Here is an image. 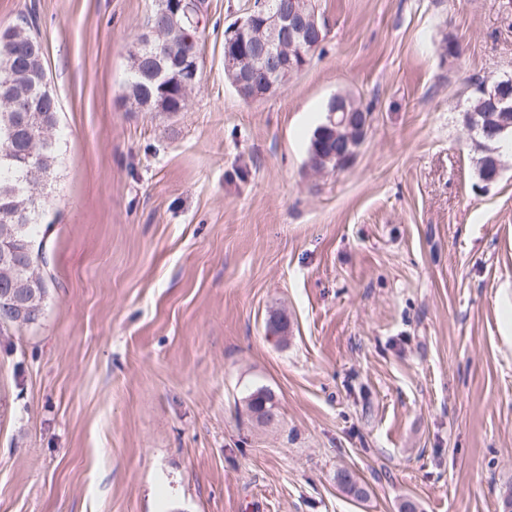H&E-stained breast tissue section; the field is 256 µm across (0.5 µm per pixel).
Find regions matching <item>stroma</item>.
Instances as JSON below:
<instances>
[{
    "label": "stroma",
    "instance_id": "stroma-1",
    "mask_svg": "<svg viewBox=\"0 0 512 512\" xmlns=\"http://www.w3.org/2000/svg\"><path fill=\"white\" fill-rule=\"evenodd\" d=\"M249 4L206 0L187 108L144 112L157 0H0L36 11L61 107L44 312L0 333V512H498L512 485V156L483 185L465 126L512 74V0H317L311 63L252 102L224 78ZM336 94L371 126L317 173Z\"/></svg>",
    "mask_w": 512,
    "mask_h": 512
}]
</instances>
